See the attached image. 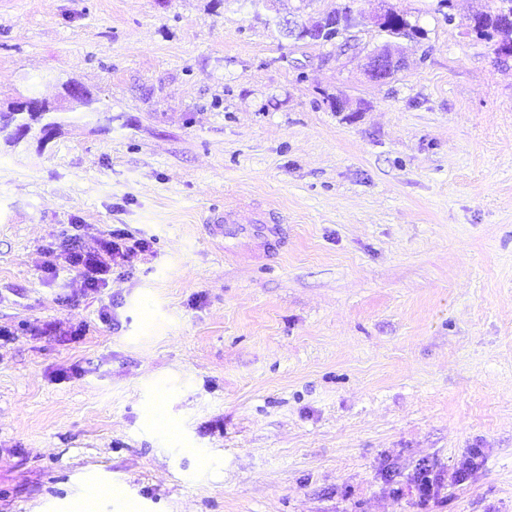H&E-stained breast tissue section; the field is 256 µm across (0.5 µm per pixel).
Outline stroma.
<instances>
[{"label":"stroma","instance_id":"35a3bbf8","mask_svg":"<svg viewBox=\"0 0 512 512\" xmlns=\"http://www.w3.org/2000/svg\"><path fill=\"white\" fill-rule=\"evenodd\" d=\"M330 4L0 0V112L112 111L0 142V512H418L469 457L436 512H512V60L487 0L280 32ZM384 4L421 34L378 84ZM240 204L279 235L213 234ZM116 224L151 248L82 293L48 251ZM345 3L336 6V3L329 9L319 13L318 17L309 25L301 24V30L297 37L298 23L294 20H284L282 29L286 34L297 41H320L328 43L333 30L329 29L330 25L341 22V27L344 34H347L346 28L349 22V13L351 11L350 2L354 0L344 1ZM507 16L512 17V0H490L488 9L472 15L467 24L468 30L477 38L493 42L494 53L499 59L512 57V20L508 22ZM509 49L510 53L505 55ZM364 68L374 82H386L394 70L405 68V57L381 51L368 52L364 57ZM410 483L417 492L418 499L423 503L431 501L442 488L441 477L438 474L432 475L428 468H420L413 474Z\"/></svg>","mask_w":512,"mask_h":512}]
</instances>
